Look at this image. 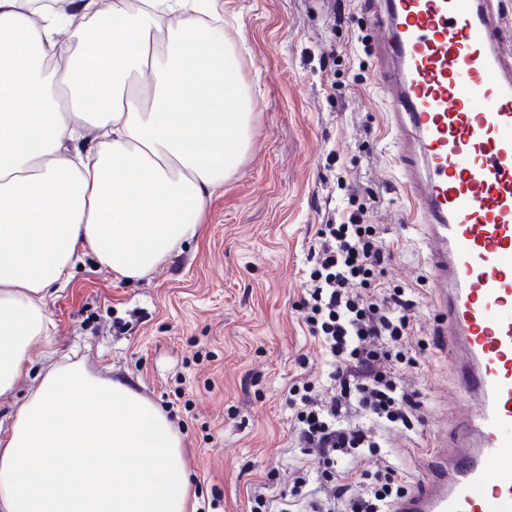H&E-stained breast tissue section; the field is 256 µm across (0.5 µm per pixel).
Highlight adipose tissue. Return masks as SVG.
Masks as SVG:
<instances>
[{
  "label": "adipose tissue",
  "mask_w": 512,
  "mask_h": 512,
  "mask_svg": "<svg viewBox=\"0 0 512 512\" xmlns=\"http://www.w3.org/2000/svg\"><path fill=\"white\" fill-rule=\"evenodd\" d=\"M208 7L0 0V399L48 364L0 432V512H187L180 435L128 383L52 361L46 300L86 252L134 281L201 234L251 120Z\"/></svg>",
  "instance_id": "1"
}]
</instances>
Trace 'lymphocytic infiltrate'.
<instances>
[{
	"mask_svg": "<svg viewBox=\"0 0 512 512\" xmlns=\"http://www.w3.org/2000/svg\"><path fill=\"white\" fill-rule=\"evenodd\" d=\"M364 216L359 208L345 222L322 225L304 274L303 320L332 365L328 397L308 381L288 391L298 445L332 485L331 499L313 502L312 512H389L403 493L397 468L385 465L356 482L336 464L380 456L381 429L410 426L419 406L398 375L413 361L408 313L415 302L387 281L394 250Z\"/></svg>",
	"mask_w": 512,
	"mask_h": 512,
	"instance_id": "1",
	"label": "lymphocytic infiltrate"
}]
</instances>
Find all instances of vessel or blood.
Masks as SVG:
<instances>
[{"instance_id": "b4317fda", "label": "vessel or blood", "mask_w": 512, "mask_h": 512, "mask_svg": "<svg viewBox=\"0 0 512 512\" xmlns=\"http://www.w3.org/2000/svg\"><path fill=\"white\" fill-rule=\"evenodd\" d=\"M390 131L468 410L392 512H512V13L503 0H373Z\"/></svg>"}]
</instances>
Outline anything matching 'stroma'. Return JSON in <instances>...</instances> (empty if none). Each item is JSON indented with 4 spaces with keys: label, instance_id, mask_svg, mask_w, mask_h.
Listing matches in <instances>:
<instances>
[{
    "label": "stroma",
    "instance_id": "obj_1",
    "mask_svg": "<svg viewBox=\"0 0 512 512\" xmlns=\"http://www.w3.org/2000/svg\"><path fill=\"white\" fill-rule=\"evenodd\" d=\"M368 0H218L224 39L253 120L236 172L207 204L203 232L144 278L86 255L47 299L57 359L77 355L128 380L182 437L189 512H251L255 491L287 495L297 470L288 390L330 367L300 311L320 224L375 195L371 223L393 246L394 283L416 290V367L402 371L424 421L390 429L395 466L419 478L453 426L454 373L438 350L430 265L387 128L383 59Z\"/></svg>",
    "mask_w": 512,
    "mask_h": 512
}]
</instances>
